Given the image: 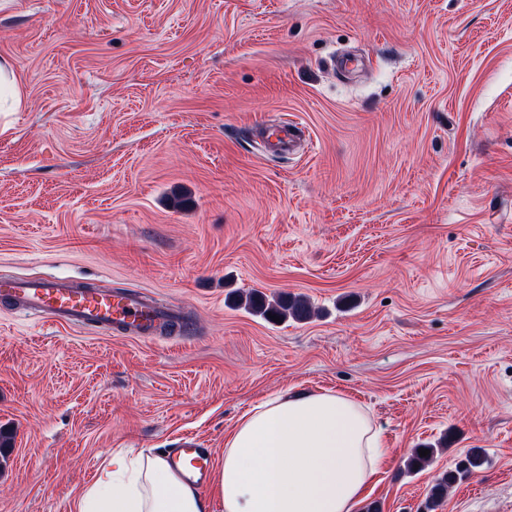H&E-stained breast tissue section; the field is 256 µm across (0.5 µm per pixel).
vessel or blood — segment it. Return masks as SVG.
<instances>
[{
    "label": "vessel or blood",
    "mask_w": 512,
    "mask_h": 512,
    "mask_svg": "<svg viewBox=\"0 0 512 512\" xmlns=\"http://www.w3.org/2000/svg\"><path fill=\"white\" fill-rule=\"evenodd\" d=\"M1 297L58 325L119 331L133 338L150 336L175 318L172 308L135 290L86 288L56 279L3 277ZM168 461L189 482L204 485L212 479V454L194 439H185L172 449Z\"/></svg>",
    "instance_id": "1"
}]
</instances>
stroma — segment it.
Returning a JSON list of instances; mask_svg holds the SVG:
<instances>
[{"instance_id": "stroma-1", "label": "stroma", "mask_w": 512, "mask_h": 512, "mask_svg": "<svg viewBox=\"0 0 512 512\" xmlns=\"http://www.w3.org/2000/svg\"><path fill=\"white\" fill-rule=\"evenodd\" d=\"M0 58V277L185 320L137 340L0 302V512H72L125 448L221 460L252 407L324 391L388 450L364 503L423 512L481 448L436 512H512V0H0ZM22 101V90L10 63L0 60V112H14ZM246 306L264 317H269L268 313H271L279 316L280 319L291 317L301 321L311 316L310 307L300 299L269 300L262 295H249L246 299ZM484 462L485 455L481 448L469 449L465 456L456 463L454 469L444 472L430 488L426 504L427 511H435L448 493V489L457 481L467 478L479 470Z\"/></svg>"}]
</instances>
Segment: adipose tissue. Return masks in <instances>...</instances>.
I'll list each match as a JSON object with an SVG mask.
<instances>
[{
	"label": "adipose tissue",
	"instance_id": "1",
	"mask_svg": "<svg viewBox=\"0 0 512 512\" xmlns=\"http://www.w3.org/2000/svg\"><path fill=\"white\" fill-rule=\"evenodd\" d=\"M387 456L368 411L332 393L281 395L241 416L206 495L164 454L126 452L74 512H354Z\"/></svg>",
	"mask_w": 512,
	"mask_h": 512
}]
</instances>
